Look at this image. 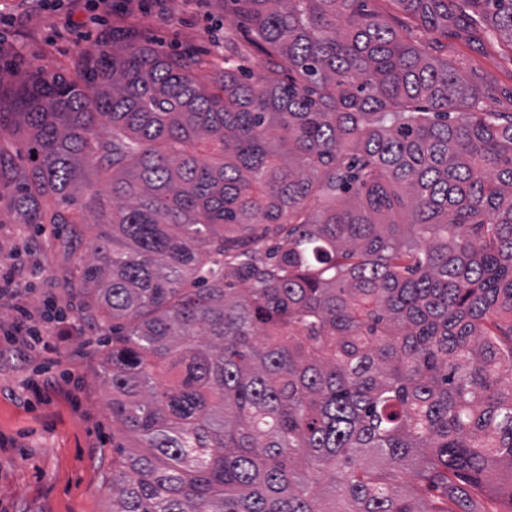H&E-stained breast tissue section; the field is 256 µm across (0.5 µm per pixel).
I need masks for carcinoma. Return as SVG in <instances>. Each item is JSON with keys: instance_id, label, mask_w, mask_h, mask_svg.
<instances>
[{"instance_id": "obj_1", "label": "carcinoma", "mask_w": 512, "mask_h": 512, "mask_svg": "<svg viewBox=\"0 0 512 512\" xmlns=\"http://www.w3.org/2000/svg\"><path fill=\"white\" fill-rule=\"evenodd\" d=\"M224 20L262 71L231 38L207 67L116 28L0 82L14 223L103 227L65 286L112 323V422L138 439L112 512H483L473 488L512 512V111L445 43L512 39V0Z\"/></svg>"}]
</instances>
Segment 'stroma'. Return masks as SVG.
I'll use <instances>...</instances> for the list:
<instances>
[{"label": "stroma", "mask_w": 512, "mask_h": 512, "mask_svg": "<svg viewBox=\"0 0 512 512\" xmlns=\"http://www.w3.org/2000/svg\"><path fill=\"white\" fill-rule=\"evenodd\" d=\"M84 0H62L60 8L38 0H0V39L16 45L18 56H0V81L9 83L35 65L67 71L89 50L79 37ZM135 28L169 51H192L223 65L224 37L245 40L238 25L224 20L221 0H162L137 14ZM448 56L463 74L493 89L495 110L512 95V43L497 38L474 46L449 37ZM20 251L33 266L23 300L42 332L36 348H25L10 330L17 316L9 298L0 299V512H112V444L136 445L114 433L110 389L100 371L108 348L107 329L77 324L67 342L57 343L47 310L74 318L77 301L63 275L77 255L61 246L52 225L15 224L0 202V249Z\"/></svg>", "instance_id": "obj_1"}]
</instances>
